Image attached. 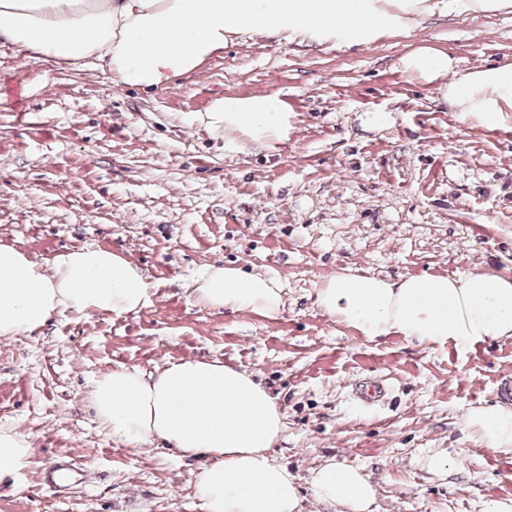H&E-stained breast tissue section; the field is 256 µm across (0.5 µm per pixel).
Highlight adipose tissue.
Wrapping results in <instances>:
<instances>
[{
    "label": "adipose tissue",
    "instance_id": "ef3b65f1",
    "mask_svg": "<svg viewBox=\"0 0 512 512\" xmlns=\"http://www.w3.org/2000/svg\"><path fill=\"white\" fill-rule=\"evenodd\" d=\"M504 0H0V41L25 58L79 67L94 61L113 79L153 89L196 70L230 36L274 33L288 41L369 44L416 25L438 9L492 11ZM402 70L437 84L442 99L477 125L512 112V64L465 69L448 53L422 47ZM224 146L270 148L288 137L292 114L276 94L227 96L209 112ZM207 308L273 315L282 286L269 275L209 266L195 279ZM140 270L108 249L86 247L42 269L0 245V339L27 334L56 313H131L147 305ZM330 317L376 339L393 333L420 343L474 346L512 338V279L483 271L448 278L388 281L339 274L317 291ZM88 402L113 442L159 440L182 457L209 456L195 492L206 512H301L300 488L268 455L283 429L271 396L251 374L213 360L180 359L161 372L118 368L90 382ZM465 427L500 455L512 456V407L469 409ZM312 494L339 512H370L375 491L361 469L326 464Z\"/></svg>",
    "mask_w": 512,
    "mask_h": 512
}]
</instances>
